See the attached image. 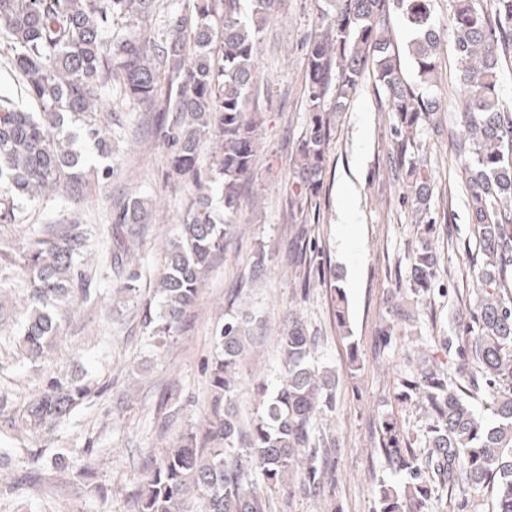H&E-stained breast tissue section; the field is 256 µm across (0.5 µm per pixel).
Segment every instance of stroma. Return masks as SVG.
<instances>
[{
    "mask_svg": "<svg viewBox=\"0 0 512 512\" xmlns=\"http://www.w3.org/2000/svg\"><path fill=\"white\" fill-rule=\"evenodd\" d=\"M320 7L319 0H278L264 31L257 70L265 121L242 202V222L227 238L223 251L212 258L189 328L168 348L156 349L148 341L135 302H119L112 291L116 278L106 261L115 200L130 192L145 198L149 221L135 226L129 240L138 286L142 294L152 295L166 244L185 209V195L167 176L166 150L155 140L151 116L143 107L111 90L103 91L105 112L121 115L124 127L116 135L118 151L110 160L88 150L91 165L107 162L115 173L106 180L87 182L83 204L70 207L58 199L43 203L15 199L16 221L0 223V242L19 253L42 225L73 221L87 225L90 239L85 257L100 297L78 303L48 359L31 363L19 349L14 317L28 279L17 263L0 260V303L7 312L0 320V390L8 392L18 407L53 377L81 379L100 388L101 394L66 422L36 437L0 423V479L20 468L13 449L21 443L67 457L65 467L50 476L53 492L35 495L16 490L0 498V512H55L62 498L71 512H125L124 489L139 481L144 463L160 454L166 439L204 413L213 335L230 308L264 322L239 363L236 406L243 418H251L257 408L258 384L274 380L281 365L277 339L288 318H300L319 336L315 358L339 376L336 410L318 424L321 435L336 445L335 483L330 493L313 498L303 495L296 477L275 490L256 482L255 489L269 499L271 512H371L378 481L390 473L375 453L380 420L395 418L414 437L422 434L426 424L422 411L397 401L400 373L414 370L425 355L447 361L449 376L463 370L464 362L456 352L442 350L444 338L456 344L461 341V315L475 299L470 258L479 247L455 151L463 129L457 118L454 68L443 63L435 89L443 106L417 135L419 154L426 158L431 174V210H451L449 223L437 224L433 235L444 289L408 304L401 330L382 349L377 331L396 313L400 302L396 288L408 274V257L418 235L415 216L402 205V189L387 169L389 112L382 108L372 78L363 80L349 111L338 121L320 196L300 206L287 185L291 154L309 122L303 94L306 49L317 30ZM347 206L356 212L351 226L339 223V213ZM303 226L324 246L327 264L346 291L351 331L363 363L357 374L347 370L346 343L335 322L328 282L301 296L295 267L280 260ZM260 246L269 252L270 260L263 272L256 273L252 255ZM169 394L184 407L171 422L161 409ZM88 446L96 448V455H84ZM87 463L97 472L96 483L77 486L76 472ZM99 484L111 489V499L101 500L95 490Z\"/></svg>",
    "mask_w": 512,
    "mask_h": 512,
    "instance_id": "1",
    "label": "stroma"
}]
</instances>
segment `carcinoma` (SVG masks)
I'll return each mask as SVG.
<instances>
[{
	"mask_svg": "<svg viewBox=\"0 0 512 512\" xmlns=\"http://www.w3.org/2000/svg\"><path fill=\"white\" fill-rule=\"evenodd\" d=\"M319 26L324 33L307 44L304 96L308 128L298 143L290 172L295 200L319 196L326 152L336 133L335 117L347 111L370 75L384 96L390 122L387 154L392 180L406 186L402 203L422 224L409 258L410 274L399 291L431 294L440 278L430 236L438 218L429 206L427 162L416 158L413 131L439 111L436 95L423 96L405 79L402 56L410 57L421 87L437 86L442 38L452 41L459 83L458 119L467 140L458 146L468 185L467 206L477 227L480 284L458 355L471 364L465 384L448 379L443 363L420 358L421 369L398 378L399 401L427 417L423 447H413L397 420L379 423L377 453L400 475L382 480L373 512H435L440 487L467 495L489 488L496 512H512V109L500 96L504 67L512 66V0H450L448 28L434 14L433 0H325ZM276 0H185L161 13L163 0H0V33L20 91L38 106L21 110L0 96V187L8 195L38 201L83 198L90 178L111 176V167L85 165L74 148L80 138L102 156L112 154L101 124L102 90L119 83L124 96L153 113L154 134L167 150L168 175L179 180L188 203L176 235L166 246L159 299L140 302L141 327L158 348L187 328L202 275L224 249V238L241 223V198L253 173L257 131L263 122L257 59ZM395 14L412 35L404 47L390 36ZM133 22L134 31L107 40L112 20ZM220 145L212 166L200 164L202 141ZM221 193L224 222L212 214V193ZM148 223L146 201L125 197L112 211L110 266L117 290L138 298V273L127 269L126 230ZM83 224H48L30 239L19 259L28 277L22 339L31 358L51 348L61 304L90 299L92 269L82 260ZM283 259L302 272L301 291L311 288L310 271L323 254L300 228ZM334 290L335 319L346 342L349 371L361 369L358 342L350 330L343 288ZM248 321L228 312L214 336L210 399L203 424L173 438L125 489L127 512H271L253 491L256 476L270 489L300 473L301 489L315 497L332 486L330 454L315 442L317 421L335 411L336 372L314 360L318 336L290 321L279 336L284 375L276 391L259 389L255 418L244 424L234 405L237 369ZM486 392L491 416L472 399ZM92 388L54 378L5 423L22 432L55 427L88 404ZM25 468L0 495L21 486L42 491L43 477L61 458L45 448H17Z\"/></svg>",
	"mask_w": 512,
	"mask_h": 512,
	"instance_id": "carcinoma-1",
	"label": "carcinoma"
}]
</instances>
